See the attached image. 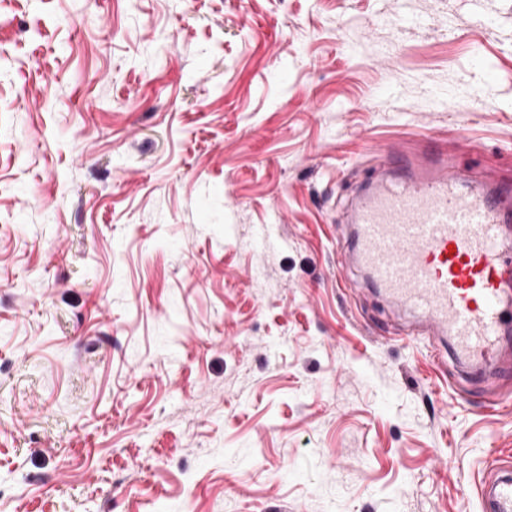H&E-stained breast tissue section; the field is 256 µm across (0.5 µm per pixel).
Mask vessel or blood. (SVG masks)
Wrapping results in <instances>:
<instances>
[{"label": "vessel or blood", "instance_id": "obj_1", "mask_svg": "<svg viewBox=\"0 0 512 512\" xmlns=\"http://www.w3.org/2000/svg\"><path fill=\"white\" fill-rule=\"evenodd\" d=\"M340 267L362 272L385 302L437 339V367L462 382L512 378V183L435 152H389L348 208ZM481 489L484 512H512V466Z\"/></svg>", "mask_w": 512, "mask_h": 512}]
</instances>
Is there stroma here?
<instances>
[{
	"label": "stroma",
	"instance_id": "stroma-1",
	"mask_svg": "<svg viewBox=\"0 0 512 512\" xmlns=\"http://www.w3.org/2000/svg\"><path fill=\"white\" fill-rule=\"evenodd\" d=\"M397 143L512 179V0H0V512H482L512 399L336 267Z\"/></svg>",
	"mask_w": 512,
	"mask_h": 512
}]
</instances>
